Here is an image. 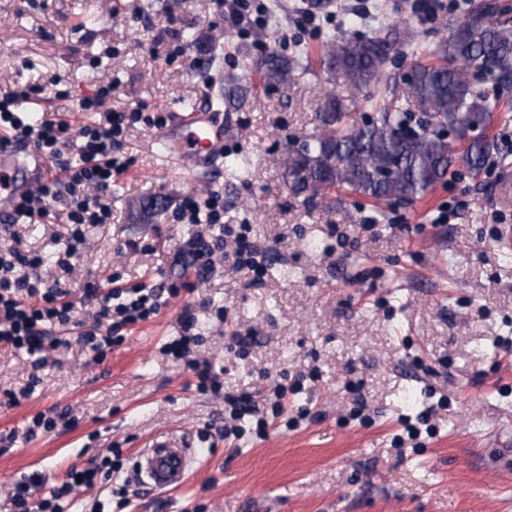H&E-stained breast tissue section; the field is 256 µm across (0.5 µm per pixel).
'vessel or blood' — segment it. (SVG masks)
<instances>
[{
	"label": "vessel or blood",
	"mask_w": 512,
	"mask_h": 512,
	"mask_svg": "<svg viewBox=\"0 0 512 512\" xmlns=\"http://www.w3.org/2000/svg\"><path fill=\"white\" fill-rule=\"evenodd\" d=\"M222 111L211 103H193L176 113L172 126L160 138L169 164L185 171H206L224 156ZM45 168L25 161L19 149L0 141V217L10 214L13 201L32 191ZM189 433L170 432L152 438L136 457L134 475L146 488L172 491L181 488L199 459Z\"/></svg>",
	"instance_id": "b4317fda"
}]
</instances>
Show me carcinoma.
Masks as SVG:
<instances>
[{
	"label": "carcinoma",
	"instance_id": "cac0c4a2",
	"mask_svg": "<svg viewBox=\"0 0 512 512\" xmlns=\"http://www.w3.org/2000/svg\"><path fill=\"white\" fill-rule=\"evenodd\" d=\"M500 12L497 0H484L437 45V61L412 64L409 83L417 118L384 93L375 100L376 118L350 127L344 100L327 94L318 117L330 132L288 150L282 162L288 188L311 198L341 188L375 201L413 200L444 181L460 158L470 171L483 170L493 144L467 132L485 127L492 102L476 80L512 89V29L495 21ZM390 50L376 37L331 40L321 47L320 63L355 91L377 90ZM307 61L304 47L288 57L272 51L257 69L265 82L282 84L305 70Z\"/></svg>",
	"mask_w": 512,
	"mask_h": 512
}]
</instances>
